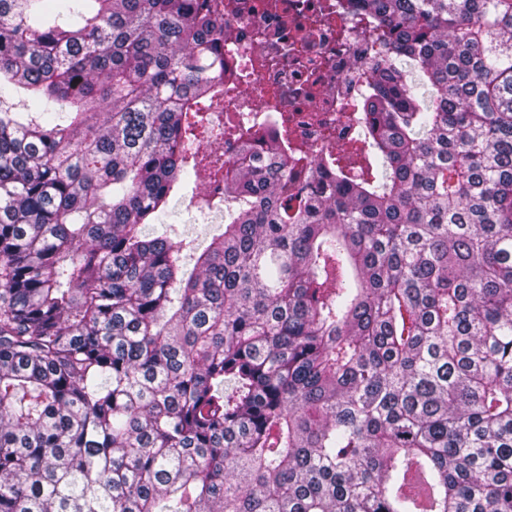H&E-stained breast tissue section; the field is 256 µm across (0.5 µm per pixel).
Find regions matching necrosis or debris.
<instances>
[{
  "label": "necrosis or debris",
  "instance_id": "obj_1",
  "mask_svg": "<svg viewBox=\"0 0 512 512\" xmlns=\"http://www.w3.org/2000/svg\"><path fill=\"white\" fill-rule=\"evenodd\" d=\"M214 0L224 18V67L246 72V84H226L216 110L224 120H262L268 103L287 100L288 147L351 161L348 102L363 80L354 40L336 0Z\"/></svg>",
  "mask_w": 512,
  "mask_h": 512
}]
</instances>
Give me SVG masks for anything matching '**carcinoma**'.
<instances>
[{
    "instance_id": "obj_1",
    "label": "carcinoma",
    "mask_w": 512,
    "mask_h": 512,
    "mask_svg": "<svg viewBox=\"0 0 512 512\" xmlns=\"http://www.w3.org/2000/svg\"><path fill=\"white\" fill-rule=\"evenodd\" d=\"M360 2L343 165L200 149L211 0H0V512H512V0Z\"/></svg>"
}]
</instances>
